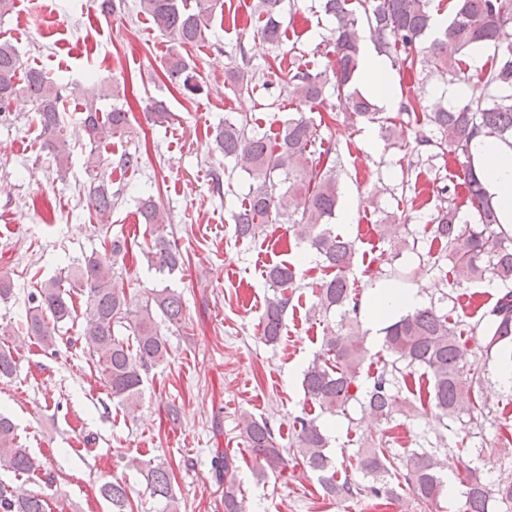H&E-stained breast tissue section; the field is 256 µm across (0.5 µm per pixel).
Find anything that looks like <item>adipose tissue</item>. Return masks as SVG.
I'll use <instances>...</instances> for the list:
<instances>
[{
  "instance_id": "obj_1",
  "label": "adipose tissue",
  "mask_w": 512,
  "mask_h": 512,
  "mask_svg": "<svg viewBox=\"0 0 512 512\" xmlns=\"http://www.w3.org/2000/svg\"><path fill=\"white\" fill-rule=\"evenodd\" d=\"M357 84L383 103L394 100V88L384 58L370 50H362L357 73ZM471 152L481 165V175L487 191L494 197L501 223L512 224V148L497 139L481 137L471 144ZM418 289L402 288L385 283L374 288L368 302L366 319L381 324L392 312H408L420 306Z\"/></svg>"
}]
</instances>
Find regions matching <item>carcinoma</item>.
<instances>
[{
	"mask_svg": "<svg viewBox=\"0 0 512 512\" xmlns=\"http://www.w3.org/2000/svg\"><path fill=\"white\" fill-rule=\"evenodd\" d=\"M140 12L174 44L182 47L206 41L212 16L220 0H138ZM452 19L440 36L429 46L424 39L435 29L431 0H321L320 9L335 20L329 44L336 57L331 72L290 69L283 78L301 102L319 104L329 80H334L336 97L345 100L346 121L378 124L390 130L388 121L401 128L415 122L414 141L430 147L441 156L462 161L463 185L475 222L460 220L458 212L441 208L432 219V240L448 248L458 281L480 279L485 273L499 280L505 291L483 312L479 322L486 339V351L500 361L512 363V229L500 223L496 205L488 195L476 171L470 150L473 139L494 137L512 148V0H453ZM282 0H260L258 18L264 19L260 34L271 44L281 42L279 20ZM369 34L375 46L392 60L393 65L412 70L420 51L427 53V63L471 87L470 95L453 105L441 100L420 107L422 120L415 121V104L407 97L398 115L381 116L373 99L356 86L354 75L359 65L361 42ZM456 51H470L478 45H491L494 54L490 69L469 73L463 61L444 53L447 43ZM167 80L187 97L199 94L203 80L194 64L174 50L164 61ZM27 97L34 108L45 143L56 163L57 172L65 176L69 168L70 134L63 119L66 95L44 71L23 68L16 47L0 42V119H7L12 101ZM101 94L95 86L82 89L81 127L91 144L86 173L90 179L89 200L100 217L107 218L120 192L112 190L106 178L109 163L99 151L100 144L124 134L129 128L127 111L111 105L101 110ZM246 116L226 118L214 136L216 151L231 157L236 166L255 181L248 201L234 214L237 236L254 238L266 224L288 210L298 219L291 225L294 236L308 244L320 257L324 272L318 286L317 308L320 313L340 311L341 317L353 319L360 301L349 278L355 256V244L336 233L332 220L336 216L339 191L336 159L332 148L318 145L321 137L306 113L283 123L274 138L249 129ZM142 222L152 226L151 242L143 250L148 267L163 277L183 270L185 259L169 239L167 217L150 197L140 201ZM77 280L87 290L86 324L83 338L89 353L97 358L112 400L132 409L142 397L143 375L163 363L166 342L159 321L181 323V294L164 287L154 289L139 309L128 307L124 287L114 273L93 256H85L68 266L64 275L44 282L31 295L35 306L29 309L26 331L41 339L48 349L55 346L58 325L73 318L70 297L64 282ZM272 295L266 300L261 317L262 336L268 343L279 339L291 304L286 290L297 282L295 265L281 262L266 270ZM122 328L131 336L123 340L116 334ZM384 345L393 357L392 364L403 363L410 370L422 369L428 378V404L445 417L469 416L472 422L485 416L486 402L481 396V380L462 364L460 336L448 316L433 307L418 308L396 318L384 328ZM366 348L363 337L353 328L326 327L323 353L317 355L303 373L305 396L326 413L344 412L351 402L362 411L390 420L397 403L394 393L396 377L383 371L369 384L360 381ZM295 432L291 448L314 473L326 494L344 499L366 493L375 498L393 494L388 487L387 449L382 446L361 449L356 467L373 484L353 487L336 481V469L328 455V437L321 425L304 416L294 418ZM241 437L260 470H278L286 464L273 428L265 419H244ZM18 473L41 468L37 458L17 443L12 422L0 416V463ZM235 459L226 453L215 459V472L224 476V512H245V497L236 484ZM140 472L150 495L164 503L163 512H180L173 492L174 471L170 464L144 463ZM406 486L420 507H432L448 490L442 474V462L428 451L412 452L404 475ZM466 512H489L496 502L512 512V480L494 486L486 484L473 470L467 475ZM110 504L111 512H139V505L127 487L108 481L99 488ZM3 512H46L42 494H13L0 491Z\"/></svg>",
	"mask_w": 512,
	"mask_h": 512,
	"instance_id": "cac0c4a2",
	"label": "carcinoma"
}]
</instances>
